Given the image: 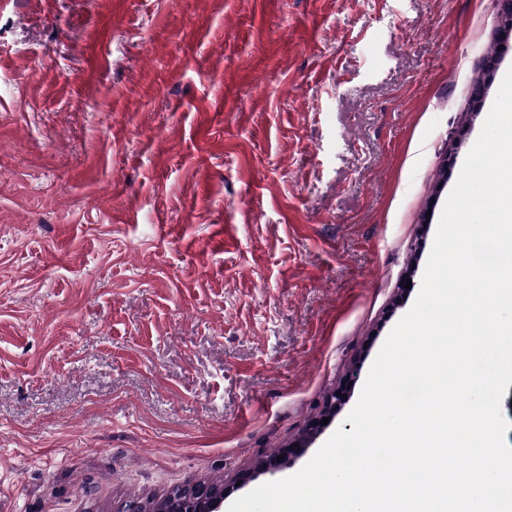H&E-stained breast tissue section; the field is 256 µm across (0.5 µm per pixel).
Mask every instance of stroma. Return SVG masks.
Wrapping results in <instances>:
<instances>
[{"label": "stroma", "mask_w": 512, "mask_h": 512, "mask_svg": "<svg viewBox=\"0 0 512 512\" xmlns=\"http://www.w3.org/2000/svg\"><path fill=\"white\" fill-rule=\"evenodd\" d=\"M511 69L502 0H0V512L351 431Z\"/></svg>", "instance_id": "obj_1"}]
</instances>
